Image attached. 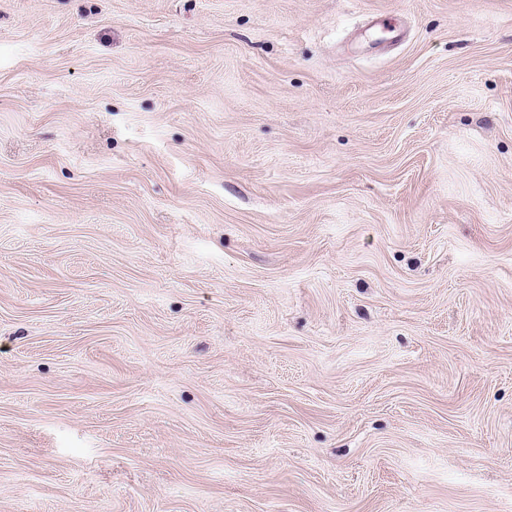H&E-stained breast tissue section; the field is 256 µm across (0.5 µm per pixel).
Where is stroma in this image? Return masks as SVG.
Here are the masks:
<instances>
[{"instance_id":"35a3bbf8","label":"stroma","mask_w":512,"mask_h":512,"mask_svg":"<svg viewBox=\"0 0 512 512\" xmlns=\"http://www.w3.org/2000/svg\"><path fill=\"white\" fill-rule=\"evenodd\" d=\"M0 512H512V0H0Z\"/></svg>"}]
</instances>
